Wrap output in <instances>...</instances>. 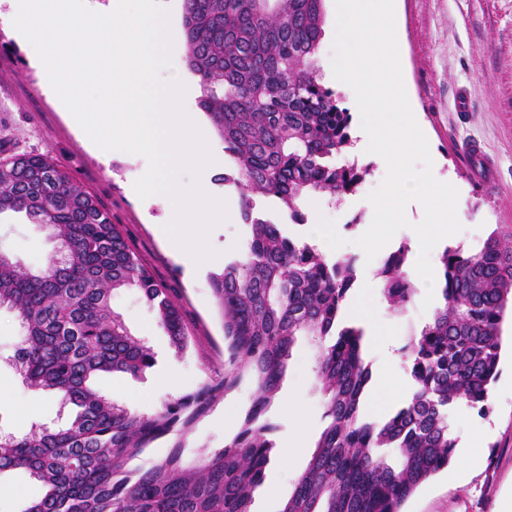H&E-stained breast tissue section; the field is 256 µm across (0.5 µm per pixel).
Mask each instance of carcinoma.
I'll list each match as a JSON object with an SVG mask.
<instances>
[{"instance_id": "1", "label": "carcinoma", "mask_w": 512, "mask_h": 512, "mask_svg": "<svg viewBox=\"0 0 512 512\" xmlns=\"http://www.w3.org/2000/svg\"><path fill=\"white\" fill-rule=\"evenodd\" d=\"M324 2L183 0L185 64L228 157L214 181L274 199L296 224L305 222L299 203L306 196L340 201L369 173L347 159L352 116L318 66ZM239 211L250 237L209 274L223 318L224 374L137 415L92 387L101 372L136 374L154 363L112 309V293L136 289L183 354L190 336L178 308L108 212L50 155L0 153V215L22 213L50 228L52 244L36 270L0 250V309L15 315L21 336L9 364L25 386L77 408L64 426L0 436V474L22 469L44 487L24 512H251L274 449L277 425L267 412L299 336L316 348L327 424L282 512H403L454 458L450 412L463 405L489 412L502 325L512 313V246L501 236L491 233L474 250H445L443 304L404 347L413 395L376 423L363 415L372 377L364 329L345 316L354 259L329 261L283 234L245 192ZM407 258L403 245L377 271L397 309L416 293ZM245 381L255 394L238 433L185 464L184 436ZM170 436L166 458L128 469Z\"/></svg>"}]
</instances>
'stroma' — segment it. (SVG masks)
I'll return each mask as SVG.
<instances>
[{
    "instance_id": "stroma-1",
    "label": "stroma",
    "mask_w": 512,
    "mask_h": 512,
    "mask_svg": "<svg viewBox=\"0 0 512 512\" xmlns=\"http://www.w3.org/2000/svg\"><path fill=\"white\" fill-rule=\"evenodd\" d=\"M395 24L403 80L441 176L454 180L466 222L450 243L482 244L496 232L512 244V0H394ZM11 0H0V149L13 153L49 154L70 178L108 211L129 247L168 288L191 338L185 355H177L158 325L154 312L137 291L112 295V307L126 327L150 346L155 365L141 376L109 373L98 388L116 404L150 414L163 401L155 391L166 380L172 396L195 391L224 370V329L208 281V269L190 273L171 255L156 232L164 220L161 204H145L132 193L141 162L122 153L102 162L79 134L56 93L46 88L34 52L12 29ZM465 89L472 109L456 111L458 89ZM483 147L491 165L488 175L473 167L463 144ZM385 175L378 165L358 190L341 202L315 195L312 204L334 222L346 240L342 255L359 257L355 232L347 226L350 212L362 223L372 221L367 195ZM47 232L23 215L0 216V249L37 267L48 260ZM378 261L358 264L352 300L366 299L372 328L366 329L365 353L372 367L371 389L386 388L389 398L376 404L365 400L364 414L384 421L409 395L400 389L408 375L403 365L387 367V351H400L412 332L429 322L433 308L423 305L425 290H417L403 309L390 306L376 275ZM382 335H375V328ZM20 340L13 313L0 311V430L17 435L32 422L64 425L69 409L39 390L26 388L9 366ZM299 386L300 409L291 414L275 402L269 416L277 425L275 445L296 437L301 450L293 467L271 462L254 494L253 512H281L303 472L323 428L325 398L316 385L315 349L299 338L282 382L283 390ZM254 394L251 383L219 401L188 434L183 459L199 461L206 452L223 447L239 429L241 416ZM490 412L479 415L465 406L454 409L451 424L458 439H469L470 462L450 464L423 484L406 501L404 512H512V347L504 346L499 375L491 388ZM42 493L41 486L21 470L0 475V512H24Z\"/></svg>"
}]
</instances>
